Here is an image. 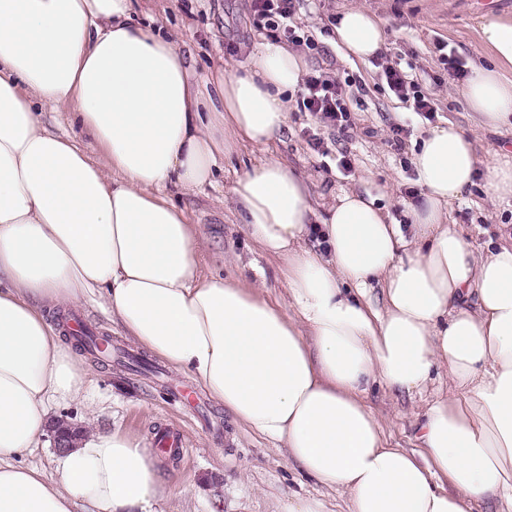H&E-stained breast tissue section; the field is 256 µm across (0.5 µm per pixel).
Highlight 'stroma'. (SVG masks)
I'll list each match as a JSON object with an SVG mask.
<instances>
[{
  "label": "stroma",
  "mask_w": 512,
  "mask_h": 512,
  "mask_svg": "<svg viewBox=\"0 0 512 512\" xmlns=\"http://www.w3.org/2000/svg\"><path fill=\"white\" fill-rule=\"evenodd\" d=\"M383 22L385 53L417 79L422 90L434 98L437 112L428 121L408 112L389 90L379 59L369 63L349 61L333 42L332 17L349 0H305L295 17L312 34L315 46L304 49L308 69H323L351 85L347 98L353 122L347 134L316 123L306 112L291 111L289 129L275 139L273 156L287 162L308 179L318 198H331L342 189H364L374 184L387 189L394 219L405 216L403 201L413 186L411 170L403 163L432 121L451 120L465 132H476L478 155L512 152V133L504 129L475 130L472 114L455 92L461 83L444 68L438 45H447L466 65L487 61L488 53L479 35L482 17L494 14L512 19V0H361ZM158 23L174 35L195 69L197 81L214 72L223 60L226 72L239 70L251 49L267 38L253 24L251 0H158L154 10ZM408 130L401 151L386 139L392 125ZM312 130L327 145L328 154L314 152L304 136ZM348 154L353 168L342 173L341 154ZM262 150L243 152L224 164V176L201 191L176 196L199 224V260L204 274L236 277L257 268L265 275L270 300L284 301L285 291L275 262L256 251L242 231L236 213L224 208L233 171L262 158ZM450 215L461 224L475 246L497 247L503 225H512V202L492 207L482 187L453 205ZM94 373L90 400H76L54 408L50 418L88 430L117 424L155 441L157 431L179 436V462L162 460L161 469L170 484L167 512H210L221 500L222 512H283L289 496H314L325 512H346L343 497L319 485L288 459L286 449L271 447L262 438L244 432L200 390L192 379L171 368L150 373L117 362L101 361L83 354ZM370 405L386 435L410 447L415 402L407 396L374 388Z\"/></svg>",
  "instance_id": "35a3bbf8"
}]
</instances>
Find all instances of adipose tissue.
<instances>
[{"label":"adipose tissue","instance_id":"obj_1","mask_svg":"<svg viewBox=\"0 0 512 512\" xmlns=\"http://www.w3.org/2000/svg\"><path fill=\"white\" fill-rule=\"evenodd\" d=\"M134 8L0 0V512H163L158 458L122 427L81 435L54 473L23 462L52 405L92 381L47 318L87 303L347 494V512H512V234L482 250L450 218L481 166L485 195L512 200V159L480 161L454 122L429 128L412 151L419 198L405 228L384 194L321 201L287 163L259 159L228 202L280 261L288 300H267L260 275H203L198 227L174 197L287 129L306 63L267 41L243 71L201 85ZM480 31L496 65L474 64L459 94L478 127L512 128V20L485 17ZM334 34L358 61L384 44L356 4ZM67 104L98 159L49 120ZM377 386L422 402L411 447L384 434Z\"/></svg>","mask_w":512,"mask_h":512}]
</instances>
